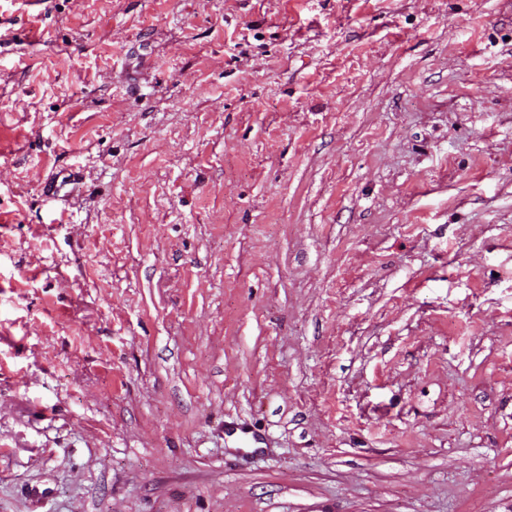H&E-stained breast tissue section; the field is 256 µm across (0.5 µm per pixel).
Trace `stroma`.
Returning a JSON list of instances; mask_svg holds the SVG:
<instances>
[{
    "mask_svg": "<svg viewBox=\"0 0 512 512\" xmlns=\"http://www.w3.org/2000/svg\"><path fill=\"white\" fill-rule=\"evenodd\" d=\"M0 512H512V0H0Z\"/></svg>",
    "mask_w": 512,
    "mask_h": 512,
    "instance_id": "stroma-1",
    "label": "stroma"
}]
</instances>
